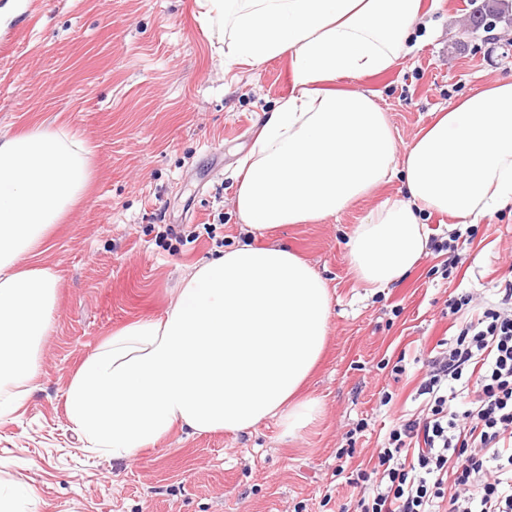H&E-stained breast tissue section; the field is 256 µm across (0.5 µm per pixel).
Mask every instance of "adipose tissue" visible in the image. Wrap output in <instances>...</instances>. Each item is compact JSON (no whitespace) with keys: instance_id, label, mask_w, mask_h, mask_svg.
Here are the masks:
<instances>
[{"instance_id":"adipose-tissue-1","label":"adipose tissue","mask_w":512,"mask_h":512,"mask_svg":"<svg viewBox=\"0 0 512 512\" xmlns=\"http://www.w3.org/2000/svg\"><path fill=\"white\" fill-rule=\"evenodd\" d=\"M440 0H198L217 51L255 67L287 58L290 91L267 113L241 167L236 213L248 234L332 218L400 181L352 230L349 269L398 282L427 254L424 214L476 224L512 203V77L479 86L397 152L373 91L344 80L392 70L431 28ZM90 151L62 125L0 139V417L28 394L49 330L56 277L38 257L83 201ZM331 296L283 245L242 244L194 267L172 306L132 322L71 379L67 416L87 441L129 456L173 428L238 434L280 418L293 435L320 414L298 393L328 339Z\"/></svg>"}]
</instances>
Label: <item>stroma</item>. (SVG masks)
<instances>
[{
    "mask_svg": "<svg viewBox=\"0 0 512 512\" xmlns=\"http://www.w3.org/2000/svg\"><path fill=\"white\" fill-rule=\"evenodd\" d=\"M38 8L35 26L0 48V136L66 126L92 151V180L44 253L19 258L54 273L57 297L33 389L0 417V490L25 491L28 512H339L360 493L349 471L368 463L386 425L419 409L425 360L456 332L449 299L473 293L471 308L481 311L491 288L512 277V211L471 225L466 261L452 275L431 251L373 295L351 274L346 244L397 184L337 217L256 237L297 252L330 291L328 342L304 388L319 418L291 437L276 418L237 435L178 428L112 458L69 422V381L117 329L164 315L193 266L244 241L235 173L263 113L289 92L288 61L228 63L196 0H38ZM474 8L443 0L441 37L391 72L351 80L378 91L397 151L437 112L512 76V26L472 29ZM168 224L216 230L174 242L162 235ZM399 361L405 371L396 375ZM363 421L367 431L357 432Z\"/></svg>",
    "mask_w": 512,
    "mask_h": 512,
    "instance_id": "1",
    "label": "stroma"
}]
</instances>
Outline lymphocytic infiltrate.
I'll list each match as a JSON object with an SVG mask.
<instances>
[{
  "mask_svg": "<svg viewBox=\"0 0 512 512\" xmlns=\"http://www.w3.org/2000/svg\"><path fill=\"white\" fill-rule=\"evenodd\" d=\"M427 361L419 414L390 429L353 512H512V281Z\"/></svg>",
  "mask_w": 512,
  "mask_h": 512,
  "instance_id": "obj_1",
  "label": "lymphocytic infiltrate"
}]
</instances>
